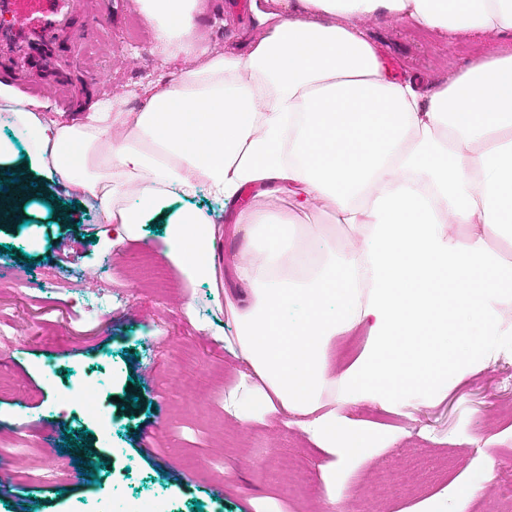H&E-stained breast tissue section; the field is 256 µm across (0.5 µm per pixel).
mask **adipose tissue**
<instances>
[{"label":"adipose tissue","instance_id":"adipose-tissue-1","mask_svg":"<svg viewBox=\"0 0 512 512\" xmlns=\"http://www.w3.org/2000/svg\"><path fill=\"white\" fill-rule=\"evenodd\" d=\"M277 22L244 53L215 52L198 32L203 0H136L166 58L193 64L132 114L120 101L83 122L43 119L41 103L0 83V109L24 133L37 179L65 176L91 195L119 238L199 186L224 202L270 187L236 223L250 289L237 344L264 385V407L309 415L335 467L365 460L372 431L320 412L432 402L495 355L511 325L512 54L473 64L434 90L386 76L365 20L387 14L445 32L512 30V0H273ZM347 228L332 259L312 245L319 208ZM217 226L193 210L169 221L167 254L212 280ZM367 339L344 369L338 337Z\"/></svg>","mask_w":512,"mask_h":512}]
</instances>
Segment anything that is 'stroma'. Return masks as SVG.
<instances>
[{"mask_svg": "<svg viewBox=\"0 0 512 512\" xmlns=\"http://www.w3.org/2000/svg\"><path fill=\"white\" fill-rule=\"evenodd\" d=\"M249 2L241 15L207 0L200 26L215 49L246 51L266 28L265 0ZM97 28L87 67L71 64L65 38L55 73L19 85L46 104L47 118L77 124L111 99L138 112L180 77L184 62L153 51L134 0H104ZM366 36L382 61L397 62V80L425 87L512 52L511 30L444 36L381 16ZM254 193L245 187L226 204L202 188L169 201L222 226L213 284L189 281L169 260L162 219L106 245L103 211L61 177L24 200V225L0 227V454L13 486L0 512H122L129 502L165 512H329L333 498L347 512H417L453 484L478 493L451 500V512H499L500 487L512 479L511 343L441 400L344 408L373 427L375 451L339 475L298 415L257 405L260 381L244 374L227 309L249 297L235 274L246 244L235 218ZM90 271L97 290L72 288ZM86 383L101 394L80 411L68 395ZM130 395L137 411L120 404ZM56 426L76 450L50 452L45 435Z\"/></svg>", "mask_w": 512, "mask_h": 512, "instance_id": "1", "label": "stroma"}]
</instances>
